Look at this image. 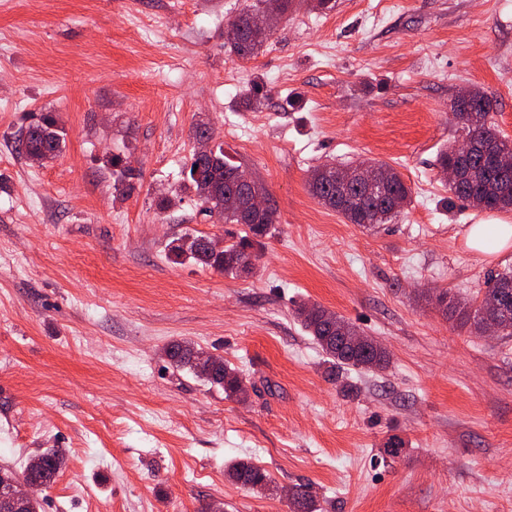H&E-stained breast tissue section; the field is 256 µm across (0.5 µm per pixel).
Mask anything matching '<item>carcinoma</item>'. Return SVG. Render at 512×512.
Returning <instances> with one entry per match:
<instances>
[{"instance_id":"cac0c4a2","label":"carcinoma","mask_w":512,"mask_h":512,"mask_svg":"<svg viewBox=\"0 0 512 512\" xmlns=\"http://www.w3.org/2000/svg\"><path fill=\"white\" fill-rule=\"evenodd\" d=\"M290 2L256 0L239 11L229 20L239 34L237 40L229 42L230 51L241 60L256 57L271 38V34L255 27L256 17L266 8L284 13ZM468 95L466 100L455 97L450 110L465 131V140L475 142V146L467 154L458 151L455 146L451 147L441 156L440 165L443 168L451 166L457 171L459 181L450 185V191L457 199L482 210L511 209L512 170L504 172L497 168L494 157L500 151L512 152V140L490 120V113L494 111L492 99L478 89L468 90ZM19 145L28 158L37 157L43 164L62 151L65 130L58 125L54 113L43 112L24 127ZM191 166L183 190L195 193L206 205L205 211L220 216L224 223L243 225L245 235L224 246V254L216 258L207 256L196 246V241L201 239L199 235L172 239L169 252L176 258L184 256L220 272L242 271L246 264L255 262L256 247L274 223V219L258 216L245 206V193L260 191L262 186L245 170L224 160V150L221 148L207 153L193 152ZM371 167L385 176L386 192L383 194L365 196L353 182L339 184V167L333 164H324L313 170L309 180L311 192L350 224L361 227L383 224L394 216L395 208L406 205L410 191L395 168L379 161L371 163ZM436 299L446 302L447 310L458 316L461 326H469L479 332L483 316L494 314L501 308L512 313V271L490 277L482 299L476 303L462 304L449 298L446 291ZM296 316L332 363V368L374 371L383 370L389 364V355L383 347L365 352L353 350L336 340L342 331L351 335L360 334L358 328L343 316L310 302L299 304ZM195 350L197 347L191 342H176L164 349V356L172 366L224 388V392L231 397H247L243 378L224 363V357L208 355V359L216 365L215 375L209 376L190 359L189 354ZM41 456L45 473L58 475L64 465L63 450L51 448ZM224 477L260 495L272 490L268 473L253 464L236 462L224 471ZM288 500L292 512H316L315 501L301 485L288 490Z\"/></svg>"}]
</instances>
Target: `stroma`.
I'll return each mask as SVG.
<instances>
[{
	"label": "stroma",
	"instance_id": "1",
	"mask_svg": "<svg viewBox=\"0 0 512 512\" xmlns=\"http://www.w3.org/2000/svg\"><path fill=\"white\" fill-rule=\"evenodd\" d=\"M244 5L0 0V467L64 449L42 512H290L299 484L322 512H512V336L428 299L475 300L512 269V242L467 244L512 210L457 200L438 164L464 137L461 89L492 98L512 137V0L300 6L247 61L224 45ZM43 112L66 146L40 166L18 139ZM201 123L275 212L249 275L169 256L175 235L243 233L181 189ZM368 159L411 189L371 229L308 187L317 166ZM302 300L377 340L388 367L329 379ZM177 341L223 356L249 397L171 367ZM242 460L279 494L228 482Z\"/></svg>",
	"mask_w": 512,
	"mask_h": 512
}]
</instances>
